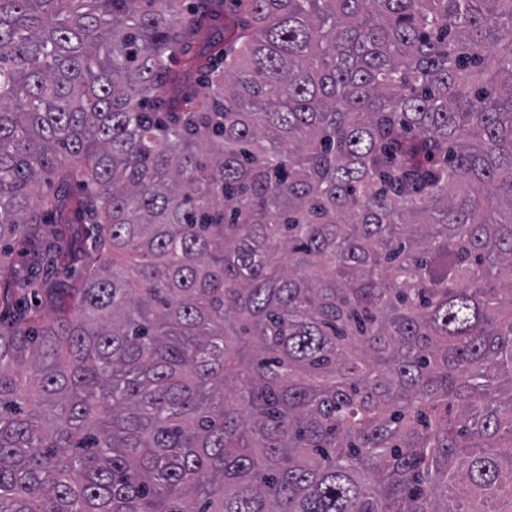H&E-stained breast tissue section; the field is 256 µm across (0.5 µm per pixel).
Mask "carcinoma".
<instances>
[{
	"label": "carcinoma",
	"instance_id": "carcinoma-1",
	"mask_svg": "<svg viewBox=\"0 0 512 512\" xmlns=\"http://www.w3.org/2000/svg\"><path fill=\"white\" fill-rule=\"evenodd\" d=\"M235 2L0 0V512H512V0Z\"/></svg>",
	"mask_w": 512,
	"mask_h": 512
}]
</instances>
